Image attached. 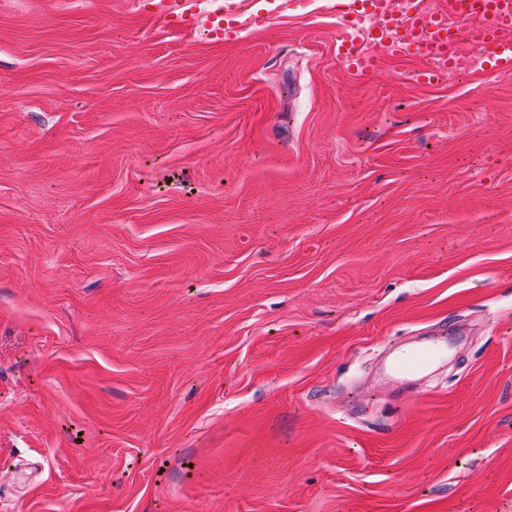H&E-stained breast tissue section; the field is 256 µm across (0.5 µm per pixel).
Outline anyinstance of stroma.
Segmentation results:
<instances>
[{"label":"stroma","mask_w":512,"mask_h":512,"mask_svg":"<svg viewBox=\"0 0 512 512\" xmlns=\"http://www.w3.org/2000/svg\"><path fill=\"white\" fill-rule=\"evenodd\" d=\"M333 4L0 0V512H512V73ZM186 0H152L153 13L178 26L189 25L196 19ZM435 346L420 345L411 351V357L404 365L397 364L394 369L398 373H411L424 370L434 362Z\"/></svg>","instance_id":"35a3bbf8"}]
</instances>
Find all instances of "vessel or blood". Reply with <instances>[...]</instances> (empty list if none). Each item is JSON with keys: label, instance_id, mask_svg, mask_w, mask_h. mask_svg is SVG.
Segmentation results:
<instances>
[{"label": "vessel or blood", "instance_id": "vessel-or-blood-1", "mask_svg": "<svg viewBox=\"0 0 512 512\" xmlns=\"http://www.w3.org/2000/svg\"><path fill=\"white\" fill-rule=\"evenodd\" d=\"M156 16L183 26L193 22L188 0H151ZM451 14L431 12L421 0H338L342 20L338 54L361 70L374 65L373 50L391 57L420 56L459 64L460 43L478 50L492 68L512 72V0H451ZM433 347L412 350L399 373L424 370L433 363Z\"/></svg>", "mask_w": 512, "mask_h": 512}]
</instances>
